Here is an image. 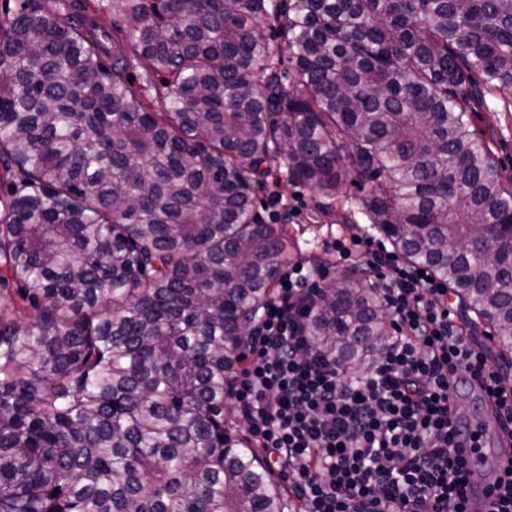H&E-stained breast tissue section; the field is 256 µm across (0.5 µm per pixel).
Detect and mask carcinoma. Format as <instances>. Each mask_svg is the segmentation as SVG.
Instances as JSON below:
<instances>
[{
  "mask_svg": "<svg viewBox=\"0 0 512 512\" xmlns=\"http://www.w3.org/2000/svg\"><path fill=\"white\" fill-rule=\"evenodd\" d=\"M494 91L512 0H3L0 512H285L226 418L288 251L266 163L366 190L511 349L512 175L472 119ZM310 335L366 366L388 321L363 269Z\"/></svg>",
  "mask_w": 512,
  "mask_h": 512,
  "instance_id": "carcinoma-1",
  "label": "carcinoma"
}]
</instances>
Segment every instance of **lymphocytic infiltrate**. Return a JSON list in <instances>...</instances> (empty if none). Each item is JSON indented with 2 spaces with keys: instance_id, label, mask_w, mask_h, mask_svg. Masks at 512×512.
<instances>
[{
  "instance_id": "f902f5d3",
  "label": "lymphocytic infiltrate",
  "mask_w": 512,
  "mask_h": 512,
  "mask_svg": "<svg viewBox=\"0 0 512 512\" xmlns=\"http://www.w3.org/2000/svg\"><path fill=\"white\" fill-rule=\"evenodd\" d=\"M327 251L374 278L391 327L375 361L353 375L315 343L309 323L327 270L292 260L255 320L232 406L286 477L295 512H467L451 378L472 376L507 427L512 388L456 322L446 282L368 238L339 237Z\"/></svg>"
}]
</instances>
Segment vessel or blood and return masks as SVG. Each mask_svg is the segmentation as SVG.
Segmentation results:
<instances>
[{
  "instance_id": "vessel-or-blood-1",
  "label": "vessel or blood",
  "mask_w": 512,
  "mask_h": 512,
  "mask_svg": "<svg viewBox=\"0 0 512 512\" xmlns=\"http://www.w3.org/2000/svg\"><path fill=\"white\" fill-rule=\"evenodd\" d=\"M468 471L467 503L470 512H488L489 492L503 465L512 458V436L500 433L491 448L462 450Z\"/></svg>"
}]
</instances>
